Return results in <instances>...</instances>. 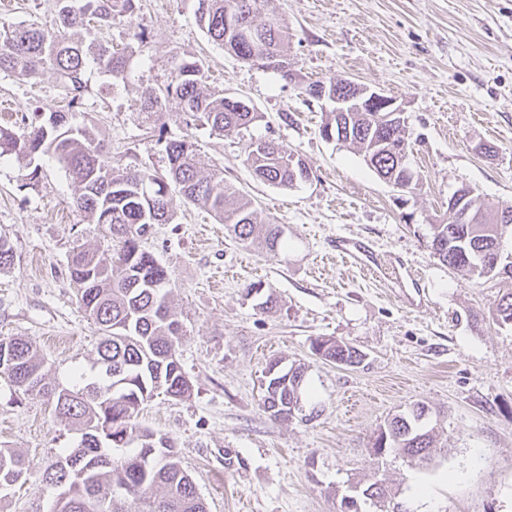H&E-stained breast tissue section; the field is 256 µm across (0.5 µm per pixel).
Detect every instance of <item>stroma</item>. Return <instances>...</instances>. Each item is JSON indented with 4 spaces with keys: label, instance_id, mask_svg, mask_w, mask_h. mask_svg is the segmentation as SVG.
<instances>
[{
    "label": "stroma",
    "instance_id": "stroma-1",
    "mask_svg": "<svg viewBox=\"0 0 512 512\" xmlns=\"http://www.w3.org/2000/svg\"><path fill=\"white\" fill-rule=\"evenodd\" d=\"M54 0H0V24L55 23ZM285 27L290 78L244 62L208 40L195 0H136L131 16L93 28L95 42L126 49L119 77L86 72L88 95L72 121L95 130L114 163L164 172L166 143L186 139L200 166L251 198L259 221L282 225L287 250L244 245L204 208L174 197L172 219L145 247L167 270L184 336L177 357L190 396L159 394L137 417L169 434L208 512H341L349 482L382 481L387 497L367 512H512V327L494 322L507 280L443 266L429 247L447 221L448 197L467 185L512 206V0H274ZM200 61L210 90L240 94L263 118L219 136L177 102L142 112L143 93L167 84L176 60ZM347 77L382 89L407 118V163L416 188L400 194L352 146L325 140L328 102L308 84ZM52 72L0 73V124L24 135L35 113L59 102ZM272 139L303 158L308 181L282 189L256 180L251 142ZM493 152H477L478 144ZM37 179H30V171ZM74 187L48 158L0 160V338L20 337L53 377L90 366L98 333L70 278L74 245L112 254L102 229L72 204ZM348 236L411 269L416 286L369 277L335 258ZM222 287H215V279ZM272 300L271 309L260 304ZM325 338L354 346L359 365L313 355ZM304 366L303 410L278 421L262 405L271 361ZM429 407L433 448L421 465L373 439L394 415ZM72 431L40 397L0 377V446L30 460L8 512H46L41 475Z\"/></svg>",
    "mask_w": 512,
    "mask_h": 512
}]
</instances>
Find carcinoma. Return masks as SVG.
I'll use <instances>...</instances> for the list:
<instances>
[{
    "label": "carcinoma",
    "instance_id": "1",
    "mask_svg": "<svg viewBox=\"0 0 512 512\" xmlns=\"http://www.w3.org/2000/svg\"><path fill=\"white\" fill-rule=\"evenodd\" d=\"M196 2V21L211 41L243 61L288 74L282 26L250 42L241 36L245 28L263 26L262 12L272 0ZM134 9L135 0H56V30L36 22L0 28V73L33 77L50 70L65 102L22 137L0 125V160L11 155L52 158L76 187L74 206L115 242L108 260L82 245L70 253L79 306L99 333L90 371L79 369L66 383L54 381L31 343L20 337L0 339V375L16 390L51 401L58 418L76 434L73 445L60 449L45 466L42 484L69 482L77 471L83 475L80 488L63 505L52 503L49 512H207L194 480L176 458L174 441L137 422L142 406L154 395L182 398L190 391L176 354L182 326L164 292L168 272L143 247L152 225L169 223L172 193L208 209L237 239L272 257L288 246L281 225L257 223L252 200L224 182V170L197 166L186 140L167 143L164 173L141 172L112 165L94 130L70 123V113L81 106L87 91L84 76L89 65L112 76L125 67L122 54L110 45L85 42L82 30L93 22L110 26L114 18L130 16ZM204 82L203 65L182 59L164 87L145 93L142 108L160 112L175 99L191 121L218 135L261 120L262 113L242 97L208 94ZM341 124L349 129L344 143L362 153L379 177L394 174L396 165L384 143L394 137L395 128L383 125L377 112H348L326 122L321 134L326 137L329 127ZM246 161L256 179L284 188L302 181L309 170L304 159L273 140L251 143ZM507 235H512V222L462 224L453 216L431 225L430 248L444 266L479 278L511 280L512 268L506 264L475 268L469 263L475 254L493 258ZM493 321L512 325V290L498 300ZM311 349L313 355L343 366L362 360L356 348L332 339L318 338ZM266 378L264 410L285 421L306 393L304 372L274 361ZM385 433L387 450L416 465L428 459L433 436L409 431L404 415L388 420ZM27 473L23 455L0 448V493Z\"/></svg>",
    "mask_w": 512,
    "mask_h": 512
}]
</instances>
